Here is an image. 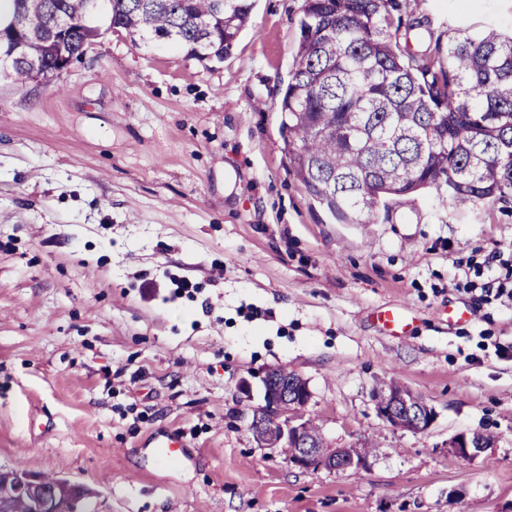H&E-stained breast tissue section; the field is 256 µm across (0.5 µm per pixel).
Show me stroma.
<instances>
[{"mask_svg":"<svg viewBox=\"0 0 512 512\" xmlns=\"http://www.w3.org/2000/svg\"><path fill=\"white\" fill-rule=\"evenodd\" d=\"M301 4L256 0L219 63L117 29L53 79L0 78V470L68 480L80 512H512V302L484 319L462 290L512 254V203L425 191L341 224L309 198L278 110ZM424 8L438 32L512 31V0ZM279 366L332 447L381 454L312 471L258 447L262 391L239 386ZM392 382L428 430L377 416ZM462 431L496 444L461 460ZM158 433L187 460L159 464ZM375 318L392 336L401 335L410 325L406 314L397 307L381 308L377 311Z\"/></svg>","mask_w":512,"mask_h":512,"instance_id":"stroma-1","label":"stroma"}]
</instances>
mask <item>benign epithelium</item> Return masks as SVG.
Instances as JSON below:
<instances>
[{
  "mask_svg": "<svg viewBox=\"0 0 512 512\" xmlns=\"http://www.w3.org/2000/svg\"><path fill=\"white\" fill-rule=\"evenodd\" d=\"M253 378L263 392L262 402L252 408L249 424L258 447L272 453L285 451L289 462L303 469L347 471L367 464L368 457L351 448H332L325 436L308 435L304 408L312 394L306 379L299 375L281 378L275 370L264 368L242 381L241 391L247 396L252 392ZM374 402L376 414L397 429L424 432L435 418L432 407L401 386L376 390ZM494 443V437L482 431L463 432L448 441V448L458 458L471 460ZM30 505L33 512H74L75 500L63 501L55 493L44 491Z\"/></svg>",
  "mask_w": 512,
  "mask_h": 512,
  "instance_id": "obj_1",
  "label": "benign epithelium"
}]
</instances>
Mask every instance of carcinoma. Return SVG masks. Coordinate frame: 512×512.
Returning <instances> with one entry per match:
<instances>
[{"mask_svg": "<svg viewBox=\"0 0 512 512\" xmlns=\"http://www.w3.org/2000/svg\"><path fill=\"white\" fill-rule=\"evenodd\" d=\"M255 0H0V76L47 80L82 55L105 18L132 39L166 40L221 62ZM419 0H303L294 69L280 101L296 179L341 224H373L386 199L425 189L455 206L512 201V33L430 30ZM70 494L72 484L41 477ZM0 512H27L0 483Z\"/></svg>", "mask_w": 512, "mask_h": 512, "instance_id": "carcinoma-1", "label": "carcinoma"}]
</instances>
